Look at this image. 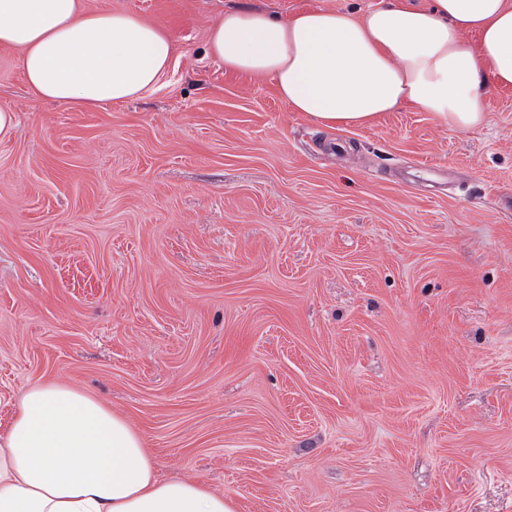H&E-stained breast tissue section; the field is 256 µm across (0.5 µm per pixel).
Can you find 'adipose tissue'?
Returning <instances> with one entry per match:
<instances>
[{
  "label": "adipose tissue",
  "mask_w": 512,
  "mask_h": 512,
  "mask_svg": "<svg viewBox=\"0 0 512 512\" xmlns=\"http://www.w3.org/2000/svg\"><path fill=\"white\" fill-rule=\"evenodd\" d=\"M0 46L19 50L34 95L80 110L153 89L174 56L160 26L83 0H0ZM207 51L227 71L271 79L290 111L328 128L414 107L465 130L482 124L491 90L512 87V0H386L361 15L316 8L285 20L230 10ZM0 512H236V504L201 483L159 480L123 416L45 383L22 394L0 436Z\"/></svg>",
  "instance_id": "1"
}]
</instances>
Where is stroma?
Returning a JSON list of instances; mask_svg holds the SVG:
<instances>
[{"label": "stroma", "mask_w": 512, "mask_h": 512, "mask_svg": "<svg viewBox=\"0 0 512 512\" xmlns=\"http://www.w3.org/2000/svg\"><path fill=\"white\" fill-rule=\"evenodd\" d=\"M381 2L85 0L175 44L93 110L0 47V433L56 382L237 512H512V89L326 128L207 53L228 10Z\"/></svg>", "instance_id": "35a3bbf8"}]
</instances>
